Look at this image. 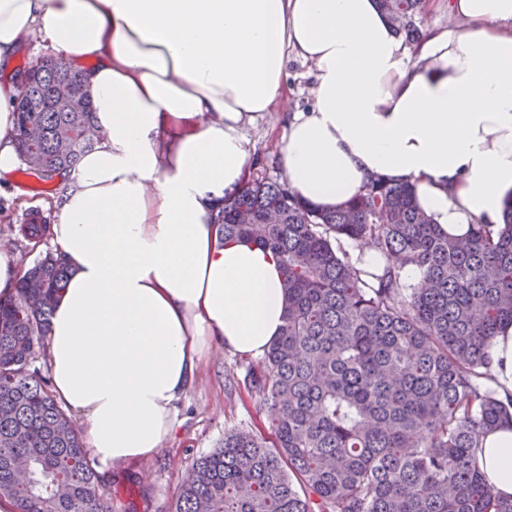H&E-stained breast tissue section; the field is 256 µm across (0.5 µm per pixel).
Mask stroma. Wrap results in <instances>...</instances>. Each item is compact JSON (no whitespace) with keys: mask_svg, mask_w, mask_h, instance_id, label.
<instances>
[{"mask_svg":"<svg viewBox=\"0 0 512 512\" xmlns=\"http://www.w3.org/2000/svg\"><path fill=\"white\" fill-rule=\"evenodd\" d=\"M285 132L280 110L248 129L255 172L282 178L279 149ZM53 199L32 176L16 173L9 183L0 182V242L9 248L16 265L36 257L34 251L25 249L17 233L23 212L35 208L57 217ZM247 368L245 356L210 346L190 388L176 403L178 425L173 435L163 441L152 459L130 461L105 471L103 498L112 512H173L193 463L217 448L225 432L255 430L266 424L265 406L245 385Z\"/></svg>","mask_w":512,"mask_h":512,"instance_id":"obj_1","label":"stroma"}]
</instances>
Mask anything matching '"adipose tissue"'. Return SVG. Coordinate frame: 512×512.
I'll use <instances>...</instances> for the list:
<instances>
[{"label": "adipose tissue", "instance_id": "obj_1", "mask_svg": "<svg viewBox=\"0 0 512 512\" xmlns=\"http://www.w3.org/2000/svg\"><path fill=\"white\" fill-rule=\"evenodd\" d=\"M455 28L407 58L376 0H0V72L27 38L84 80L102 138L62 172L52 242L71 276L51 319L52 388L90 426L95 465L153 455L209 343L260 356L280 333L274 254L220 243L249 179L246 131L278 106L289 56L314 65L288 117L289 189L332 209L371 175L405 181L441 232L501 225L512 204V0H448ZM0 84V177L19 162ZM479 468L512 496V427Z\"/></svg>", "mask_w": 512, "mask_h": 512}]
</instances>
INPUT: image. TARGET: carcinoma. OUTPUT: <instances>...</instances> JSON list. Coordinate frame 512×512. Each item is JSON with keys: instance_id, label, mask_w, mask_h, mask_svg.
I'll list each match as a JSON object with an SVG mask.
<instances>
[{"instance_id": "obj_1", "label": "carcinoma", "mask_w": 512, "mask_h": 512, "mask_svg": "<svg viewBox=\"0 0 512 512\" xmlns=\"http://www.w3.org/2000/svg\"><path fill=\"white\" fill-rule=\"evenodd\" d=\"M405 41L425 0H377ZM83 71L48 69L18 83L22 172L49 183L95 148L58 136L94 123L67 112ZM44 138L31 146L24 127ZM252 213L241 224L238 213ZM278 219L266 221L270 212ZM220 241L250 238L278 258L287 303L280 336L246 383L267 406L266 437L232 430L196 460L174 512H512L480 471L481 438L512 423L492 381V349L512 326V206L497 229L442 233L412 186L375 176L334 210L257 177L224 198ZM45 241L48 224H23ZM377 258L370 265L346 249ZM414 270L425 284L409 288ZM71 269L47 251L0 300V502L15 512H109L83 439L36 366Z\"/></svg>"}]
</instances>
